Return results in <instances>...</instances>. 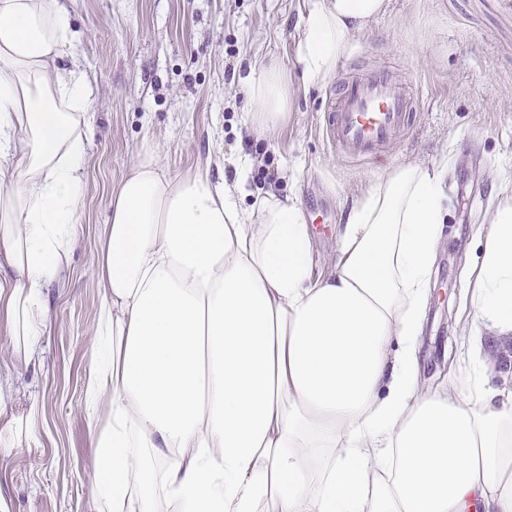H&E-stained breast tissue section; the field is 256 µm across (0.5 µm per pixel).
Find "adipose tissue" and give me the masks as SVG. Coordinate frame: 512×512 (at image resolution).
Listing matches in <instances>:
<instances>
[{"label": "adipose tissue", "mask_w": 512, "mask_h": 512, "mask_svg": "<svg viewBox=\"0 0 512 512\" xmlns=\"http://www.w3.org/2000/svg\"><path fill=\"white\" fill-rule=\"evenodd\" d=\"M387 0H306L296 60L324 82ZM58 0H0V335L38 361L43 293L76 241L92 94L56 65ZM251 131L283 119L281 73L248 84ZM445 173L407 164L356 200L328 274L297 197L241 208L243 181L166 175L145 152L96 232L85 386L94 512H512V191L471 268L467 382L430 389L419 340L448 216ZM0 385V460L42 412Z\"/></svg>", "instance_id": "adipose-tissue-1"}]
</instances>
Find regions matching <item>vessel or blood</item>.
Listing matches in <instances>:
<instances>
[{
  "instance_id": "b4317fda",
  "label": "vessel or blood",
  "mask_w": 512,
  "mask_h": 512,
  "mask_svg": "<svg viewBox=\"0 0 512 512\" xmlns=\"http://www.w3.org/2000/svg\"><path fill=\"white\" fill-rule=\"evenodd\" d=\"M418 109V98L389 69L346 73L337 81L336 101L324 115L326 137L340 157L368 160L406 134Z\"/></svg>"
}]
</instances>
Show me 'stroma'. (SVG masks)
<instances>
[{
  "instance_id": "stroma-1",
  "label": "stroma",
  "mask_w": 512,
  "mask_h": 512,
  "mask_svg": "<svg viewBox=\"0 0 512 512\" xmlns=\"http://www.w3.org/2000/svg\"><path fill=\"white\" fill-rule=\"evenodd\" d=\"M77 33L58 61L92 88L82 222L68 266L45 286L55 324L38 362L12 361L0 337V378L44 399L31 447L0 462L11 512H92L95 450L84 388L100 293L91 275L98 225L112 189L145 148L164 172L233 178L229 157L250 161L242 204L267 190L298 198L315 244V274L333 265L353 203L392 169L446 170L448 220L424 320V381L450 369L468 271L497 193L512 189V0H388L336 66L393 67L418 96L410 132L384 160L350 162L327 142L322 114L335 77L306 86L295 60L302 0H60ZM276 64L291 90L284 120L247 132L251 76Z\"/></svg>"
}]
</instances>
